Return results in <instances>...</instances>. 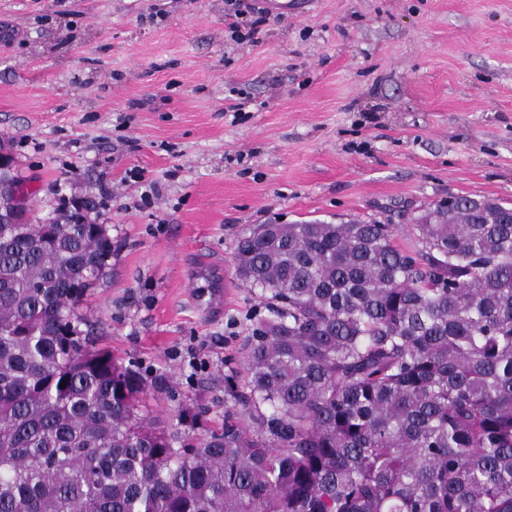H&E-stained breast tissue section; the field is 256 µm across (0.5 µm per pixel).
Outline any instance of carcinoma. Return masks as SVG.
<instances>
[{
    "mask_svg": "<svg viewBox=\"0 0 512 512\" xmlns=\"http://www.w3.org/2000/svg\"><path fill=\"white\" fill-rule=\"evenodd\" d=\"M256 224L224 432L144 412L81 305L102 224L0 223V512H512V207ZM67 385H61V382Z\"/></svg>",
    "mask_w": 512,
    "mask_h": 512,
    "instance_id": "carcinoma-1",
    "label": "carcinoma"
}]
</instances>
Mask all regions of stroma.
<instances>
[{
	"label": "stroma",
	"instance_id": "obj_1",
	"mask_svg": "<svg viewBox=\"0 0 512 512\" xmlns=\"http://www.w3.org/2000/svg\"><path fill=\"white\" fill-rule=\"evenodd\" d=\"M294 3L237 44L228 0H0V141L31 213L94 200L93 337L199 434L257 305L247 227L389 216L404 245L448 196L512 203V0Z\"/></svg>",
	"mask_w": 512,
	"mask_h": 512
}]
</instances>
